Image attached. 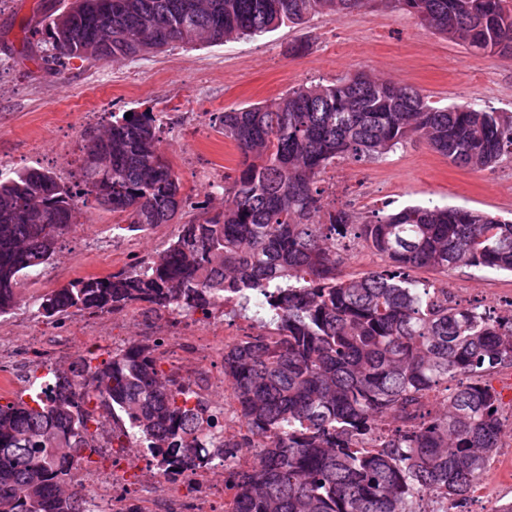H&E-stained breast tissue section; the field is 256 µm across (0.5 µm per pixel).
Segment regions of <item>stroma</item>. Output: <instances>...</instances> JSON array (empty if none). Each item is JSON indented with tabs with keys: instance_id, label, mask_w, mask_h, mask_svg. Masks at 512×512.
<instances>
[{
	"instance_id": "obj_1",
	"label": "stroma",
	"mask_w": 512,
	"mask_h": 512,
	"mask_svg": "<svg viewBox=\"0 0 512 512\" xmlns=\"http://www.w3.org/2000/svg\"><path fill=\"white\" fill-rule=\"evenodd\" d=\"M72 0H0V176L52 172L73 186L80 177L86 133L112 113L151 110L161 121L160 148L178 176L193 219L210 192L203 170L223 165L234 174L240 154L215 119L222 112L265 102L301 85L330 84L364 72L417 88L431 105H470L512 114V55H477L401 9L395 0L339 16L318 15L253 39L212 44L176 42L134 59L71 58L37 66L22 58V23L42 20ZM309 48L295 55L292 44ZM325 203L354 219L378 211L433 202L512 218V159L492 170L455 166L415 141L376 161L340 162L321 175ZM120 218L85 208L80 224L60 240L38 276L22 279L31 299L108 267L124 269L121 255L102 248ZM434 287L460 290L467 303L487 309L512 299V274L459 268L446 274L417 270Z\"/></svg>"
}]
</instances>
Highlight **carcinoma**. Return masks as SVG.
I'll return each mask as SVG.
<instances>
[{
	"mask_svg": "<svg viewBox=\"0 0 512 512\" xmlns=\"http://www.w3.org/2000/svg\"><path fill=\"white\" fill-rule=\"evenodd\" d=\"M372 0H75L45 27L36 64L61 57L121 60L174 42L221 43L306 24ZM474 53H512L509 0H396ZM241 154L224 177V207L178 225L166 250L136 270L70 281L38 299L41 317L112 313L134 303L208 313L224 297L256 314L263 332L224 350L246 426L224 443L219 420L161 369L158 344L133 342L84 380L50 374L43 388L0 403V512H86L74 477L94 452L90 401L112 414V442L150 444L156 466L199 469L227 448L262 446L228 474L229 512H429L435 497L464 501L482 484L502 438L498 393L483 376L512 364V320L410 271L512 272V220L461 206L410 205L356 222L323 202L319 178L338 160L379 159L412 137L453 164L495 168L512 157V115L435 107L416 88L357 72L302 86L219 116ZM150 111L85 139L78 191L48 171L0 177V316L17 285L53 259L59 240L97 206L142 231L183 209ZM99 150L105 164L93 167ZM378 270H340L355 241ZM464 377L452 393L439 387Z\"/></svg>",
	"mask_w": 512,
	"mask_h": 512,
	"instance_id": "cac0c4a2",
	"label": "carcinoma"
}]
</instances>
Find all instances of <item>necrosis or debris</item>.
<instances>
[{
  "instance_id": "necrosis-or-debris-1",
  "label": "necrosis or debris",
  "mask_w": 512,
  "mask_h": 512,
  "mask_svg": "<svg viewBox=\"0 0 512 512\" xmlns=\"http://www.w3.org/2000/svg\"><path fill=\"white\" fill-rule=\"evenodd\" d=\"M134 310L113 321L111 336H101L95 323L75 326L73 332L47 340L41 332L0 331V396L11 387L10 368L20 363L27 370L26 388H33L53 369L71 364V351L79 347L92 352L109 345L123 349L125 323L133 321ZM257 324L234 331L215 323L211 314L184 313L171 319L155 315L151 334L161 347L158 355L173 378L191 391L192 403L208 406L216 413L225 441L231 442L225 456L213 459L208 468L196 471H159L146 443H130L125 453L114 454L109 426L96 425L98 441L95 464L79 467L76 480L93 505V512H125L138 503L140 512H224V477L228 470L250 464L257 451L236 447L244 432L243 419L224 378V350L237 343L239 336L257 334Z\"/></svg>"
}]
</instances>
